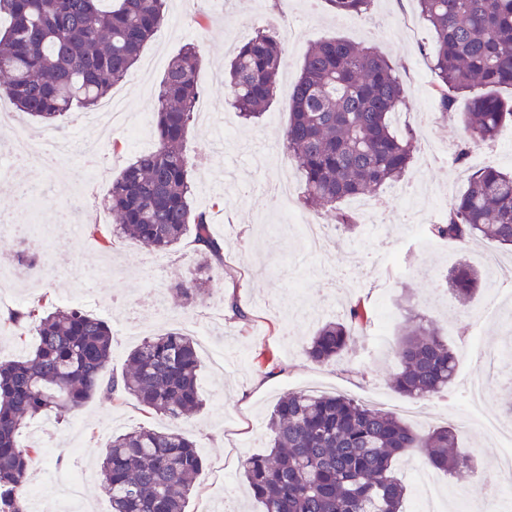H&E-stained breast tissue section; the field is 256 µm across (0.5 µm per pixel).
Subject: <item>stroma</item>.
Segmentation results:
<instances>
[{"mask_svg":"<svg viewBox=\"0 0 512 512\" xmlns=\"http://www.w3.org/2000/svg\"><path fill=\"white\" fill-rule=\"evenodd\" d=\"M167 11L173 33L154 36L129 77L111 92L122 101L130 126H144L145 141L131 145L121 129L107 135L93 163L95 178L73 174L84 141L96 136L85 126L83 110L69 112L59 127L43 128L0 100V112L8 119L0 126V148L6 146L14 123L33 137H65L73 145L69 157L53 168L14 167V182L37 184L43 195L38 215H31L28 202L15 195L0 197V215H11L22 227V248L40 245L41 269L34 274L12 262L11 244L0 243V290L11 296V304L22 307L42 299L47 307H65L69 295L77 294V307L109 325L110 368L117 373L124 369L129 351L144 339L168 328L187 333L192 323L206 324V344L199 350V392L205 406L183 426L204 459L188 512L204 507L224 512L233 506L240 512H260L259 502L248 495L242 481L243 463L266 453L267 415L287 392L342 395L394 411L418 427L448 424L447 397L409 400L391 386L397 371L392 347L414 316L435 321L447 332L448 343L460 354L459 379L500 372L502 383L489 387L483 414L502 417L499 394L512 386V355L502 351L512 331V294L496 298L497 315L486 319L480 336L472 339L449 332L458 320L455 298L437 301L429 294L430 289L446 287L460 264L477 265L478 254L491 244L483 240L460 247L446 241L428 252L414 225L446 207L465 188L470 169L490 162L511 171L512 148L492 151L479 143L471 146L464 161L442 163V155L456 151L464 137L458 114L466 103L457 101L454 113H440L433 93L438 78L430 58L432 36L416 0H373L366 14L344 24L327 0H267L265 16L282 35L285 62L272 104L253 124L244 123L226 104L223 85L209 81L211 71L223 67L234 48L253 34L257 23L252 0H224L220 19L209 11L207 0H198L193 8L187 0H168ZM330 37L375 47L396 68L407 90L398 123L415 131L421 152L401 183L369 197L383 233L365 226L354 232L342 229L324 252L304 257L295 224L284 219L287 205L259 193L239 192L224 172L241 156L262 149L266 163L247 170L249 180L263 183L285 173L294 186H301V173L282 149L290 91L310 46ZM188 44L200 55L196 104L212 109L214 123L195 121L183 149L193 170V203L210 213L212 232L224 243V274L211 278L206 302L196 308L183 306L167 290L171 281L197 273L192 236L158 254L121 240L104 248L90 231L91 225L112 222L108 197L113 178L139 152L151 150L153 97L168 61ZM230 297L247 312V320L234 318L224 308ZM358 298L375 323H386L387 340L379 343L373 335L360 336L335 363L309 360L304 346L320 322L344 318L350 302ZM8 305L0 302V314ZM167 425L165 417L148 413L131 397H96L75 411L32 418L21 441L43 450L29 480L39 512H59L67 497L69 470H97L113 436L141 426L161 430ZM458 446L474 457L477 467L454 476L435 472V479L454 492L444 512H481L490 492L483 477L493 468L499 447L476 429L459 431Z\"/></svg>","mask_w":512,"mask_h":512,"instance_id":"35a3bbf8","label":"stroma"}]
</instances>
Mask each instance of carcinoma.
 <instances>
[{"mask_svg": "<svg viewBox=\"0 0 512 512\" xmlns=\"http://www.w3.org/2000/svg\"><path fill=\"white\" fill-rule=\"evenodd\" d=\"M0 0V99L34 121L55 126L71 109H91L129 76L148 41L167 20L165 0ZM339 17L365 13L372 0H328ZM433 34L435 94L443 109L458 98L464 130L457 159L470 146L495 139L512 121V102L495 94L512 87V0H417ZM199 56L186 47L168 65L154 106L156 147L135 156L112 182L115 227L93 232L167 251L187 232L196 244L200 275L170 292L186 305L207 295L210 275L224 273V247L207 212L192 206L191 165L183 143L194 122ZM283 64L278 36L259 29L236 50L224 71L227 102L246 121L267 111ZM283 137L288 160L303 178V207L333 213L347 230L356 217L338 204L401 180L420 151L409 128L394 127L406 90L394 66L375 48L342 38L314 44L292 90ZM431 233L465 245L487 239L512 248V174L493 165L474 172L455 197L445 224ZM461 303L486 286L462 264L451 279ZM5 321L35 324L32 350L0 364V512H26L18 489L41 449L18 442L27 420L76 410L101 395L131 396L169 419L164 430L139 427L116 435L100 466L112 512H186L203 460L182 425L203 407L201 363L194 339L170 329L128 355L121 375H107L112 333L80 308L46 310L40 303L8 313ZM370 322L361 300L346 320L323 323L306 344L320 364L340 359ZM392 388L408 399L450 391L458 356L431 322L400 339ZM269 451L244 461L243 476L262 512H400L407 491L394 466L420 452L447 473L475 461L453 451L455 428L418 430L395 414L344 396L305 390L281 397L270 413Z\"/></svg>", "mask_w": 512, "mask_h": 512, "instance_id": "carcinoma-1", "label": "carcinoma"}]
</instances>
